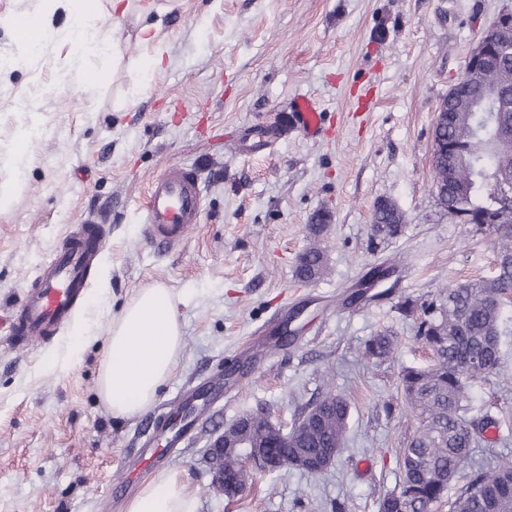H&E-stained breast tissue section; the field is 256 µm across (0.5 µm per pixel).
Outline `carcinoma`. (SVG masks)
<instances>
[{"label":"carcinoma","mask_w":512,"mask_h":512,"mask_svg":"<svg viewBox=\"0 0 512 512\" xmlns=\"http://www.w3.org/2000/svg\"><path fill=\"white\" fill-rule=\"evenodd\" d=\"M496 82L512 89V57H503L494 72ZM486 77L464 75V84L444 98L450 120L435 132L432 155L433 187L438 203L452 216L464 210L476 218L492 210L493 197H512V150H499L495 142L503 130L481 124L471 104L479 101ZM405 223L403 211L383 200L375 206L371 231L380 239L397 236ZM491 236L495 271L444 287L431 301L420 305L424 318L416 340L432 354L426 367H407L400 388L405 406L418 417L419 426L407 446L399 449L402 460L401 490L410 494L409 512H429L441 501L448 484L470 457L474 422L466 419L464 402L469 381L496 374L500 365L502 306L512 296V223L478 225ZM327 273L323 251L313 245L298 259L297 277L311 282ZM398 338L384 329L364 344L363 356L386 361L393 357ZM323 411L317 429L294 430L291 454L314 453L324 444L341 445L346 433L349 404L329 389L316 401ZM512 504V464L470 477L448 512H503Z\"/></svg>","instance_id":"obj_1"}]
</instances>
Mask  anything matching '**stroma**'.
Returning a JSON list of instances; mask_svg holds the SVG:
<instances>
[{
  "mask_svg": "<svg viewBox=\"0 0 512 512\" xmlns=\"http://www.w3.org/2000/svg\"><path fill=\"white\" fill-rule=\"evenodd\" d=\"M512 0H0V53L12 48L7 20L41 15V52L0 70V166L21 191L0 214V512H124L115 486L142 487L157 472H182L197 512H381L402 481L399 450L418 421L398 389L406 367H425L405 300L489 275L488 235L442 210L432 190L434 114L471 50ZM93 9L108 37L101 54L79 51L74 14ZM152 25L167 50L152 63ZM313 100L324 132L284 128L293 100ZM279 131L274 147L248 151L253 126ZM25 139L27 157L13 148ZM195 167L204 186L198 224L178 245L145 237V201L165 167ZM395 203L406 222L372 238L374 205ZM327 211L321 240L330 273L295 275L309 246V219ZM91 215L105 231L92 269L95 301L72 321L90 337L73 353L70 327L18 347L9 317L39 265ZM399 269L372 300L351 301L374 267ZM161 282L179 298L184 347L175 376L152 408L113 419L97 400L105 333L139 288ZM389 329L392 360L361 355ZM501 367L469 384L468 419L483 426L461 477L512 462V302L501 316ZM227 374L169 459L145 467L151 421L173 412L212 375ZM335 389L350 404L335 461L310 474L293 467L255 474L229 499L211 487L210 437L240 416L269 412L291 428Z\"/></svg>",
  "mask_w": 512,
  "mask_h": 512,
  "instance_id": "1",
  "label": "stroma"
}]
</instances>
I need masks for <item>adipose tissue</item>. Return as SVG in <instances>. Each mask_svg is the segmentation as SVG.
<instances>
[{
    "mask_svg": "<svg viewBox=\"0 0 512 512\" xmlns=\"http://www.w3.org/2000/svg\"><path fill=\"white\" fill-rule=\"evenodd\" d=\"M183 348L177 298L156 283L133 293L113 316L100 358L98 397L113 419L146 412L176 373ZM125 512H197L180 472L147 481Z\"/></svg>",
    "mask_w": 512,
    "mask_h": 512,
    "instance_id": "1",
    "label": "adipose tissue"
}]
</instances>
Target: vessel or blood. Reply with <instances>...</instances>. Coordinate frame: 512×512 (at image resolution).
Returning a JSON list of instances; mask_svg holds the SVG:
<instances>
[{
  "mask_svg": "<svg viewBox=\"0 0 512 512\" xmlns=\"http://www.w3.org/2000/svg\"><path fill=\"white\" fill-rule=\"evenodd\" d=\"M290 121L308 137L317 136L322 128L321 112L305 98L293 101ZM202 195L195 169L166 167L149 192L145 220L150 238L165 245L182 242L200 219ZM103 243L100 224L86 221L77 235L39 266L32 288L11 321L17 343L51 338L67 322L86 297L88 274Z\"/></svg>",
  "mask_w": 512,
  "mask_h": 512,
  "instance_id": "b4317fda",
  "label": "vessel or blood"
}]
</instances>
